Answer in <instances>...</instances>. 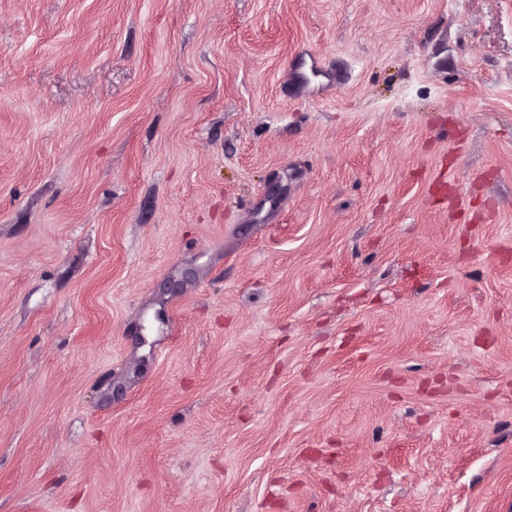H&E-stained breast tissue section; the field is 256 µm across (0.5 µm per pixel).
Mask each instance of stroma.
I'll return each instance as SVG.
<instances>
[{
    "mask_svg": "<svg viewBox=\"0 0 512 512\" xmlns=\"http://www.w3.org/2000/svg\"><path fill=\"white\" fill-rule=\"evenodd\" d=\"M0 512H512V0H0Z\"/></svg>",
    "mask_w": 512,
    "mask_h": 512,
    "instance_id": "stroma-1",
    "label": "stroma"
}]
</instances>
